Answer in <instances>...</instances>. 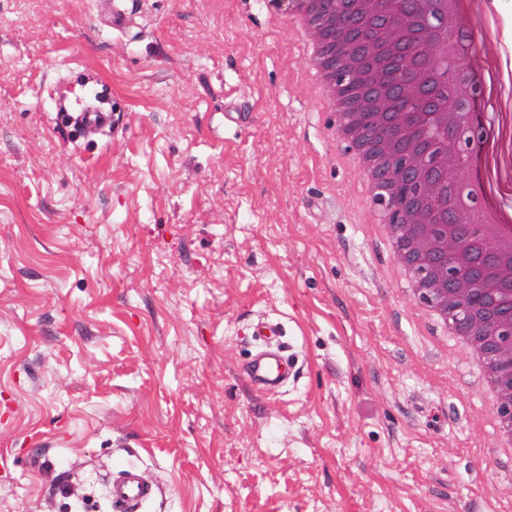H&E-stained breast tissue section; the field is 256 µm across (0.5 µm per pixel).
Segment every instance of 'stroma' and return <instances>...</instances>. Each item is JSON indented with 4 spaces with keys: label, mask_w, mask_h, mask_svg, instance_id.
Returning a JSON list of instances; mask_svg holds the SVG:
<instances>
[{
    "label": "stroma",
    "mask_w": 512,
    "mask_h": 512,
    "mask_svg": "<svg viewBox=\"0 0 512 512\" xmlns=\"http://www.w3.org/2000/svg\"><path fill=\"white\" fill-rule=\"evenodd\" d=\"M0 0V512H512L440 333L263 0ZM487 45L512 76V0ZM118 114L68 127L77 96ZM237 114L224 119L225 111ZM281 323L295 379L254 389ZM122 467V478L112 482V508L116 512H132L153 496L154 488L144 482L134 468Z\"/></svg>",
    "instance_id": "obj_1"
}]
</instances>
